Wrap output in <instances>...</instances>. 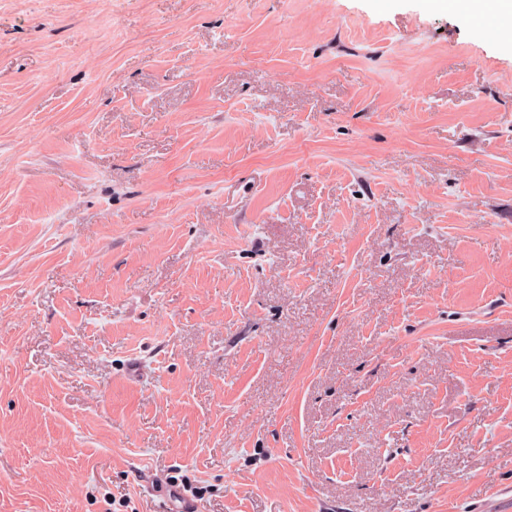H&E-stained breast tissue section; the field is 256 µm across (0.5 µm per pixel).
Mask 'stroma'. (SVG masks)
<instances>
[{
  "label": "stroma",
  "instance_id": "stroma-1",
  "mask_svg": "<svg viewBox=\"0 0 512 512\" xmlns=\"http://www.w3.org/2000/svg\"><path fill=\"white\" fill-rule=\"evenodd\" d=\"M495 25L0 0V512H512Z\"/></svg>",
  "mask_w": 512,
  "mask_h": 512
}]
</instances>
